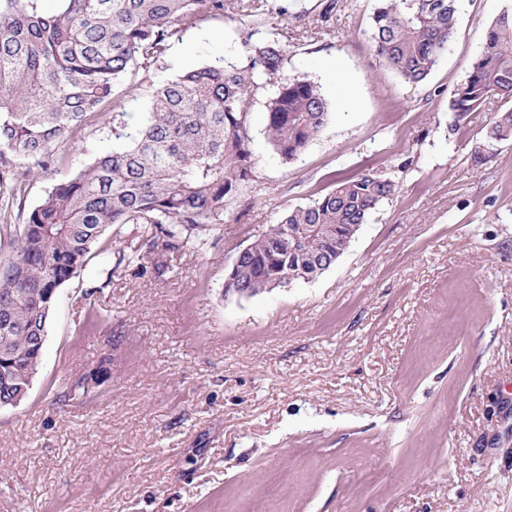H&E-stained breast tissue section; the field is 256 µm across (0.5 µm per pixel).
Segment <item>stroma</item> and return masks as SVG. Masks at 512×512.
<instances>
[{
	"label": "stroma",
	"mask_w": 512,
	"mask_h": 512,
	"mask_svg": "<svg viewBox=\"0 0 512 512\" xmlns=\"http://www.w3.org/2000/svg\"><path fill=\"white\" fill-rule=\"evenodd\" d=\"M320 2L288 0L255 30L320 85L327 125L283 161L260 88L255 179L222 223L157 244L141 276L114 265L142 243L125 226L59 288L29 395L0 408V512H512V141L481 155L500 99L456 129L448 114L512 0H460L459 35L418 86L380 64L375 0H337L325 20ZM239 26L229 13L173 36L121 87L123 110L139 119L159 84L239 63ZM112 144L107 110L26 182L23 209ZM365 172L399 189L330 268L225 293L280 213Z\"/></svg>",
	"instance_id": "stroma-1"
}]
</instances>
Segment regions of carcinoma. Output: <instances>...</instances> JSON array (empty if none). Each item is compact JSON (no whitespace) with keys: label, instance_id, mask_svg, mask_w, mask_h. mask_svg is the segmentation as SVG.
<instances>
[{"label":"carcinoma","instance_id":"1","mask_svg":"<svg viewBox=\"0 0 512 512\" xmlns=\"http://www.w3.org/2000/svg\"><path fill=\"white\" fill-rule=\"evenodd\" d=\"M0 0V221L11 216L30 176L56 162V150L118 97L120 85L161 62L170 40L196 21L230 8L269 10V0ZM458 34L457 0H376L370 37L384 66L410 84L426 81ZM245 26L239 64H205L164 82L134 130L112 113L119 145L55 184L25 215L7 267L0 271V407L26 400L38 373L57 290L127 224L176 247L186 233L224 219V209L254 180L251 99L261 80L265 136L284 161L322 132L329 103L314 81L283 72L288 49L254 39ZM512 102V11L489 26L482 49L448 103L458 127L489 98ZM486 149L512 140V107L485 133ZM397 191L391 178L364 173L304 207L285 212L248 244L227 288L269 289L274 254L302 261L301 280L318 277L313 261L345 252L370 214Z\"/></svg>","mask_w":512,"mask_h":512}]
</instances>
